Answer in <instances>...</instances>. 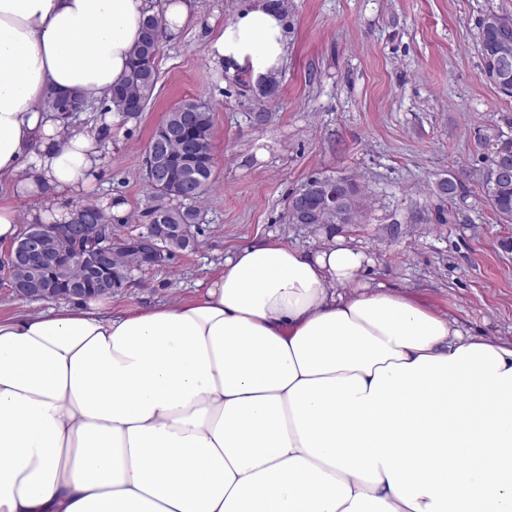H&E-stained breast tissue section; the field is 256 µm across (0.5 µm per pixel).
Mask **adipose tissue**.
<instances>
[{
	"label": "adipose tissue",
	"instance_id": "ef3b65f1",
	"mask_svg": "<svg viewBox=\"0 0 512 512\" xmlns=\"http://www.w3.org/2000/svg\"><path fill=\"white\" fill-rule=\"evenodd\" d=\"M192 0H0V242L69 220L120 115L81 125L50 92L109 104L146 18ZM288 21L250 0L207 37L252 81ZM260 239L176 304L107 296L0 317V512H512V341L367 279L346 238Z\"/></svg>",
	"mask_w": 512,
	"mask_h": 512
}]
</instances>
